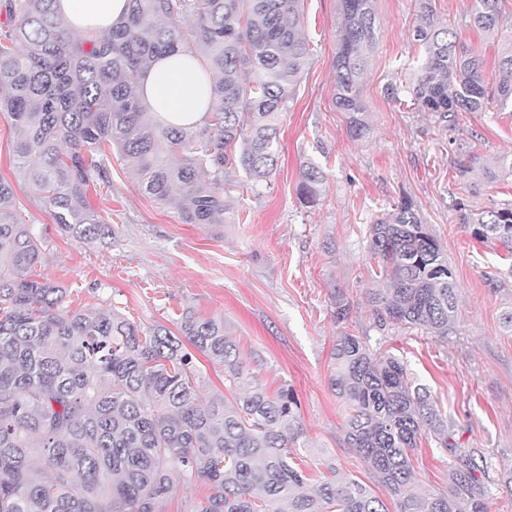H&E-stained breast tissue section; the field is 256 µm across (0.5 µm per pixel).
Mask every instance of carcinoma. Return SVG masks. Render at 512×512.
<instances>
[{
    "label": "carcinoma",
    "instance_id": "cac0c4a2",
    "mask_svg": "<svg viewBox=\"0 0 512 512\" xmlns=\"http://www.w3.org/2000/svg\"><path fill=\"white\" fill-rule=\"evenodd\" d=\"M56 0H0V115L16 133L12 177L0 175V512H155L177 482L212 489L196 512H390L369 485L338 477L316 484L300 467L305 447L291 388L271 397L249 375L224 320L187 310L179 332L145 333L115 309L65 306V289L30 279L42 243L16 206L33 189L75 240L96 239L104 217L89 190L110 182L109 155L135 162L144 192L176 203L184 224H224V169L266 180L278 129L309 64L303 0H129L108 33L75 36ZM336 108L348 132L368 130L359 82L376 45L373 0H341ZM503 0H474L470 23L498 31ZM414 37L423 56L413 106L448 127L459 112L512 107V40L500 45L499 80L484 59L418 0ZM187 51L213 75L203 125L169 127L141 98L147 63ZM473 187L512 175V156L491 165L466 147L455 159ZM326 177L302 169L297 198L320 201ZM459 223L481 244L512 255V204L476 209L460 200ZM373 287L365 298L382 336L343 333L330 388L347 413L344 432L398 512H486L498 481L455 440L448 417L388 346L389 330L446 338L458 310L455 276L409 199L370 228ZM338 325L353 304L332 295ZM222 368L229 395L197 393L196 354ZM456 457L448 488H411L423 439ZM484 475L479 482L475 472Z\"/></svg>",
    "mask_w": 512,
    "mask_h": 512
}]
</instances>
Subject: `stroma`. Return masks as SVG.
Returning <instances> with one entry per match:
<instances>
[{"label": "stroma", "instance_id": "obj_1", "mask_svg": "<svg viewBox=\"0 0 512 512\" xmlns=\"http://www.w3.org/2000/svg\"><path fill=\"white\" fill-rule=\"evenodd\" d=\"M473 0H433L438 15L486 61L512 38V0L490 36L468 25ZM377 43L360 84L369 131L351 138L334 104L341 0H304L303 33L311 58L280 130L276 170L253 185L226 170L228 223L184 224L174 205L143 194L132 161L111 160V181L91 192L109 224L92 244L75 241L54 223L30 189L17 205L42 241L35 279L65 288L69 308L117 309L143 331H177L186 310L220 317L252 375L268 393L294 388L311 478L328 463L342 475L370 481L344 440L343 403L329 386L331 352L342 330L375 336L364 294L370 285V226L401 198L413 201L438 238L459 288V311L448 338L393 331L390 344L417 383L429 389L453 426L460 447L512 470V335L502 326L512 306V263L473 240L458 224L455 201L487 207L512 203V176L469 196L453 160L458 144L489 162L512 153V112H462L455 129L415 111L411 93L389 95L398 73L409 71L421 48L414 39L417 0H374ZM313 163L327 182L318 205H300V171ZM340 290L353 308L347 326L332 316L330 295ZM447 451L423 443L416 488L448 485Z\"/></svg>", "mask_w": 512, "mask_h": 512}]
</instances>
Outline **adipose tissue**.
I'll return each mask as SVG.
<instances>
[{
  "mask_svg": "<svg viewBox=\"0 0 512 512\" xmlns=\"http://www.w3.org/2000/svg\"><path fill=\"white\" fill-rule=\"evenodd\" d=\"M71 31L104 33L128 13V0H56ZM211 76L191 54L179 52L152 62L143 84L148 109L165 125L203 123L211 107Z\"/></svg>",
  "mask_w": 512,
  "mask_h": 512,
  "instance_id": "obj_1",
  "label": "adipose tissue"
}]
</instances>
